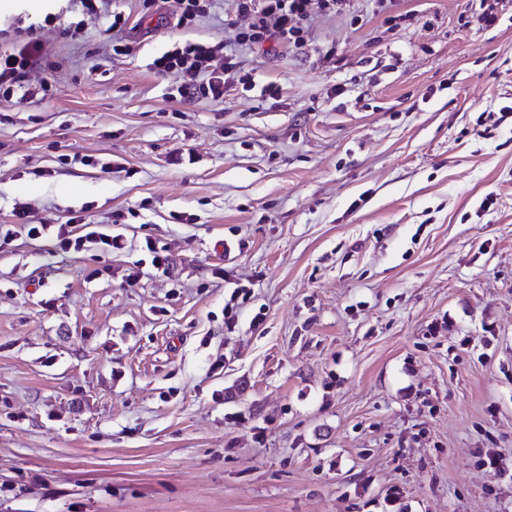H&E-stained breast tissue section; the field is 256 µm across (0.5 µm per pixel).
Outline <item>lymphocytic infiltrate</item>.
I'll list each match as a JSON object with an SVG mask.
<instances>
[{
    "mask_svg": "<svg viewBox=\"0 0 512 512\" xmlns=\"http://www.w3.org/2000/svg\"><path fill=\"white\" fill-rule=\"evenodd\" d=\"M234 3L236 15L245 19L246 25L238 30L233 46L225 47L223 66H213L215 48L207 43H188L154 60L153 67L157 73H171L178 78L171 93L172 99L186 101L199 95L223 99L226 79L237 71V47L267 42L282 47L300 46L304 41L305 25L312 15H344L350 11L353 0H234ZM41 59L42 44L35 38L17 51L1 49L0 92L9 96L17 90L25 99L46 96L48 84L35 87L21 84L22 77ZM28 234L34 239L52 237L56 248L64 252L82 249L88 243L105 250L121 246L118 237L96 229L78 237L72 236L65 224L55 228L47 224H33Z\"/></svg>",
    "mask_w": 512,
    "mask_h": 512,
    "instance_id": "obj_1",
    "label": "lymphocytic infiltrate"
}]
</instances>
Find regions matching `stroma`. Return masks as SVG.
<instances>
[{"label":"stroma","instance_id":"stroma-1","mask_svg":"<svg viewBox=\"0 0 512 512\" xmlns=\"http://www.w3.org/2000/svg\"><path fill=\"white\" fill-rule=\"evenodd\" d=\"M232 11L0 14L51 83L0 98V512H512V7L355 0L172 100ZM74 216L123 249L28 235ZM215 47L207 43H186L158 57L153 67L160 74H174L178 81L171 99L186 101L204 95L213 100L224 98L226 77L238 72L237 52L224 46V66L214 67Z\"/></svg>","mask_w":512,"mask_h":512}]
</instances>
